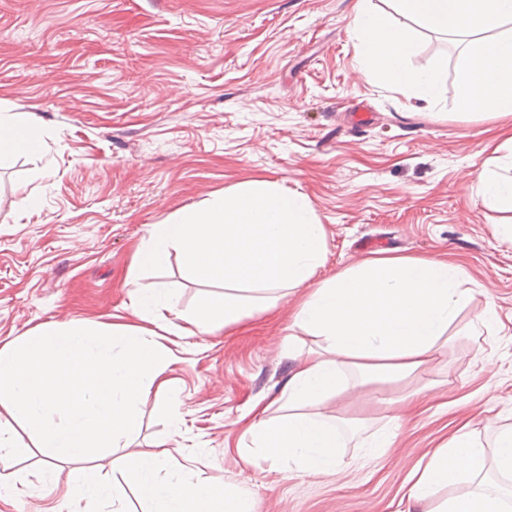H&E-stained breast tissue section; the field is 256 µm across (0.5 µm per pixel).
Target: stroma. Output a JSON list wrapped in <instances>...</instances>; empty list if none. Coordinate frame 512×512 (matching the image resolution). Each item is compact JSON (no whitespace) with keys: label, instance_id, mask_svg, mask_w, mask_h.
Instances as JSON below:
<instances>
[{"label":"stroma","instance_id":"stroma-1","mask_svg":"<svg viewBox=\"0 0 512 512\" xmlns=\"http://www.w3.org/2000/svg\"><path fill=\"white\" fill-rule=\"evenodd\" d=\"M356 0H0V115L36 113L40 156L0 168V345L38 326L138 323L130 272L152 225L206 206L250 179L305 193L326 229L318 279L365 260L405 255L459 265L471 290L443 357L420 379L356 389L338 403L359 426L334 476H286L242 456L247 413L279 397L294 355L295 299L233 328L159 341L184 412L161 422L151 395L138 430L83 464L44 455L21 427L24 454L0 449V512H60L77 469L114 496L87 512H144L124 472L167 449L197 478L253 498L255 512H408L405 481L462 424L484 445L512 423V241L476 194V174L512 119L456 112V41L419 29L410 65L445 57L437 111L373 78L352 35ZM372 118L354 124L358 109ZM142 277L166 284L193 314L206 288L171 254ZM494 302L499 327L477 322ZM440 382L421 392L422 383ZM400 411L383 458L367 442Z\"/></svg>","mask_w":512,"mask_h":512}]
</instances>
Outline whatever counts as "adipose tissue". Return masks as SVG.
<instances>
[{"mask_svg": "<svg viewBox=\"0 0 512 512\" xmlns=\"http://www.w3.org/2000/svg\"><path fill=\"white\" fill-rule=\"evenodd\" d=\"M40 150L34 116L0 119V167ZM494 152V168L477 176V195L484 206L512 215V139ZM174 251L198 280L224 286L222 296L202 299L191 320L198 333L233 327L284 293L307 291L292 326L318 344L296 359L277 399L280 415L253 407L247 428L260 457L283 473L339 472L345 419L327 407L371 382L413 378L447 349L448 329L469 296L462 269L436 257H379L317 280L326 256L323 224L305 194L262 179L153 225L134 264L160 268ZM488 459L498 480L482 474ZM165 463L164 455H147L126 474L148 512H255L252 499L222 482L162 477ZM465 478L470 489H458ZM508 480L512 426L490 449L461 430L409 474L407 499L427 512H512Z\"/></svg>", "mask_w": 512, "mask_h": 512, "instance_id": "1", "label": "adipose tissue"}]
</instances>
